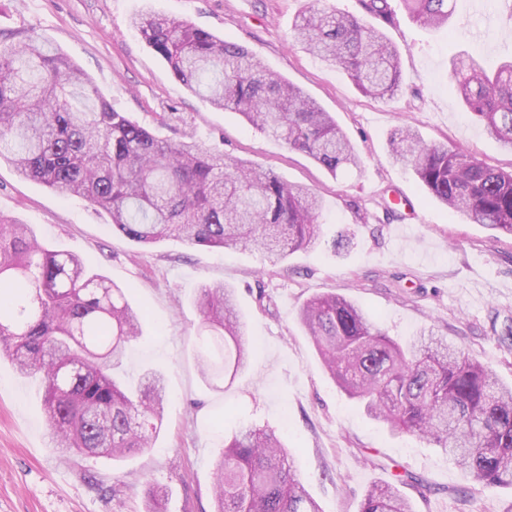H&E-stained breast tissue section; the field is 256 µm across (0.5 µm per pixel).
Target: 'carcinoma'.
I'll use <instances>...</instances> for the list:
<instances>
[{"instance_id":"1","label":"carcinoma","mask_w":512,"mask_h":512,"mask_svg":"<svg viewBox=\"0 0 512 512\" xmlns=\"http://www.w3.org/2000/svg\"><path fill=\"white\" fill-rule=\"evenodd\" d=\"M427 28L449 25V0H402ZM384 25L388 0H360ZM174 77L211 104L301 152L332 175L360 158L330 113L268 70L247 48L152 11L131 21ZM301 49L341 69L365 96L402 89L396 47L354 15L317 8L295 23ZM0 39V162L57 195L81 196L141 246L178 239L204 248L239 247L276 259L312 246L322 200L276 172L224 159L190 130L180 141L116 111L90 78L33 34ZM450 81L466 110L512 150V59L492 73L473 56L451 61ZM391 156L450 213L512 235V170L463 151L423 142L410 127ZM196 356L218 384L245 365L244 323L233 289L204 286ZM299 319L321 360L351 399L391 431L452 456L484 486L512 487V385L462 354L445 336L421 332L400 344L342 295L310 299ZM141 335L125 289L86 271L69 252L41 244L28 225L0 217V352L24 376L40 375L56 447L122 460L152 447L164 420L162 375L127 392L112 370ZM214 512H322L275 431L242 428L214 469ZM359 512H413L393 483L370 486Z\"/></svg>"}]
</instances>
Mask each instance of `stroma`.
<instances>
[{
    "instance_id": "35a3bbf8",
    "label": "stroma",
    "mask_w": 512,
    "mask_h": 512,
    "mask_svg": "<svg viewBox=\"0 0 512 512\" xmlns=\"http://www.w3.org/2000/svg\"><path fill=\"white\" fill-rule=\"evenodd\" d=\"M384 29L403 72L392 101L363 96L339 69L301 50L298 17L317 5L362 15L359 0H0V33L35 32L80 67L120 112L178 140L193 127L226 158L273 169L316 190L323 201L312 247L276 261L238 248L165 240L142 250L113 233L85 198H63L0 162V216L32 227L51 248L78 255L87 270L126 288L143 313L142 335L120 373L138 384L162 373L166 406L152 448L116 465L56 448L45 420L40 378L20 375L0 354V512H144L145 490L164 492V512H213V470L239 429L257 425L285 437L291 459L322 512H358L373 478L409 471L427 489L400 485L414 512H512L511 487L473 482L454 459L394 433L370 417L324 370L297 315L313 296L352 299L388 336L403 341L432 328L470 359L512 382V236L450 215L411 167L394 162L388 139L413 127L426 142L456 146L512 170V151L489 137L450 88L448 65L461 53L485 68L512 57V0H454L452 29L410 21L389 0ZM174 16L253 52L316 99L354 141L360 167L331 175L304 154L213 106L174 78L167 62L129 26L144 10ZM163 112L176 120L162 126ZM354 237L335 254L338 232ZM232 288L243 317L249 362L214 388L197 363L202 286ZM376 456L372 467L366 456Z\"/></svg>"
}]
</instances>
